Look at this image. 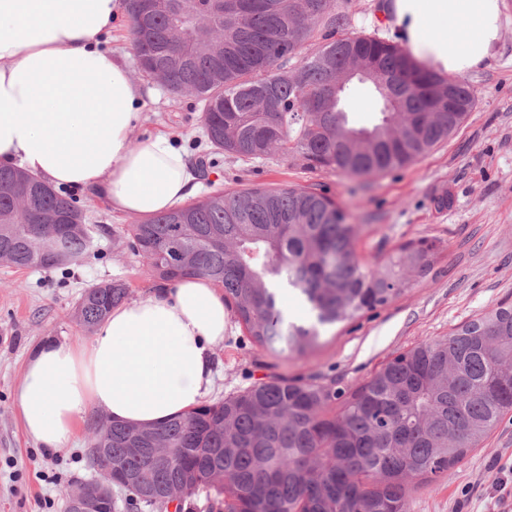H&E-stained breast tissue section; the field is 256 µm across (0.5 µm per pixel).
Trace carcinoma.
<instances>
[{"label": "carcinoma", "instance_id": "obj_1", "mask_svg": "<svg viewBox=\"0 0 512 512\" xmlns=\"http://www.w3.org/2000/svg\"><path fill=\"white\" fill-rule=\"evenodd\" d=\"M142 73H163L175 96L204 103L207 144L243 161L283 151L308 169L373 177L406 167L448 139L476 104L465 81L425 69L401 47L345 32L352 0H171L137 23L125 0ZM386 85L418 89L400 109L356 129L329 86L353 62ZM82 224L72 198L19 168L0 166V264L63 268L88 251L78 234L53 245L45 223ZM157 284L203 275L260 348L304 354L321 331L399 298L428 275L435 247L398 246L369 263L358 226L328 196L303 187L219 189L126 229ZM308 306L288 321L279 289ZM130 287L88 288L76 318L96 328ZM512 304L464 321L447 337L395 355L353 388L272 375L157 427L98 425L91 466L112 464V482L167 512L175 488L214 492L209 512H408L417 481L462 464L512 413ZM156 448L171 449L152 465Z\"/></svg>", "mask_w": 512, "mask_h": 512}]
</instances>
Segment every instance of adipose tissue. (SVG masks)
<instances>
[{
	"instance_id": "ef3b65f1",
	"label": "adipose tissue",
	"mask_w": 512,
	"mask_h": 512,
	"mask_svg": "<svg viewBox=\"0 0 512 512\" xmlns=\"http://www.w3.org/2000/svg\"><path fill=\"white\" fill-rule=\"evenodd\" d=\"M503 0H384L391 35L420 65L461 77L490 56ZM122 0H0V165L57 187L94 189L112 211L154 215L198 186L161 134L132 140L147 94L127 52L103 47ZM229 315L224 293L189 276L114 307L87 344L46 342L26 362L16 404L26 435L60 453L77 423L156 426L212 391Z\"/></svg>"
}]
</instances>
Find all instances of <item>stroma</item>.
<instances>
[{"mask_svg":"<svg viewBox=\"0 0 512 512\" xmlns=\"http://www.w3.org/2000/svg\"><path fill=\"white\" fill-rule=\"evenodd\" d=\"M382 2L354 0L351 31L389 40ZM131 76L153 92L133 138L165 134L192 161L207 162L199 195L221 188L306 187L331 197L347 223L358 225L360 257L382 260L408 241L423 240L436 248L427 277L390 304L327 329L320 345L306 354L268 353L242 326L232 324L215 349L219 378L209 402L274 374H317L352 387L398 352L444 338L460 323L512 302V0H505L501 37L492 54L465 76L477 100L462 125L411 165L372 179L311 171L282 154L251 162L211 154L202 102L171 95L139 69H132ZM444 194L451 202L441 209L436 201ZM72 199L94 238L78 263L44 270L0 265V512H62L63 491L91 474L85 450L101 411L80 420L74 446L59 454L38 451L24 432L16 391L31 351L49 339L92 340V333L77 325L74 312L93 285L120 279L129 283L135 298L155 285L126 234L141 216L112 213L90 191ZM409 512H512V414L464 464L413 489Z\"/></svg>","mask_w":512,"mask_h":512,"instance_id":"obj_1","label":"stroma"}]
</instances>
